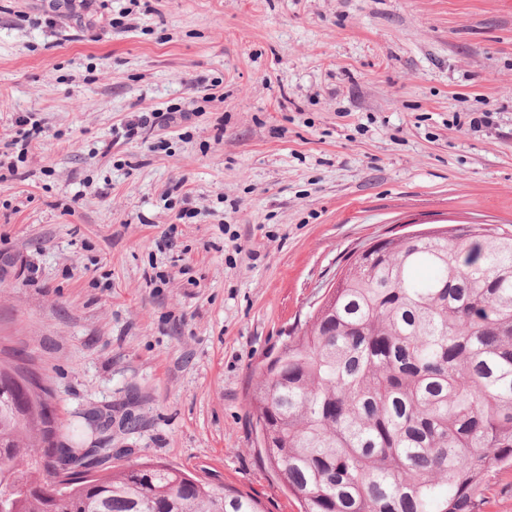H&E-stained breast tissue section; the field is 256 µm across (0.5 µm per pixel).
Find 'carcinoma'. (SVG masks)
<instances>
[{
  "label": "carcinoma",
  "instance_id": "obj_1",
  "mask_svg": "<svg viewBox=\"0 0 512 512\" xmlns=\"http://www.w3.org/2000/svg\"><path fill=\"white\" fill-rule=\"evenodd\" d=\"M36 376L0 367V512H262L171 465L96 471ZM250 404L302 512H478L512 464V234L462 225L349 262Z\"/></svg>",
  "mask_w": 512,
  "mask_h": 512
}]
</instances>
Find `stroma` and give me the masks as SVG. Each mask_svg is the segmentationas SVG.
I'll use <instances>...</instances> for the list:
<instances>
[{
    "label": "stroma",
    "instance_id": "stroma-1",
    "mask_svg": "<svg viewBox=\"0 0 512 512\" xmlns=\"http://www.w3.org/2000/svg\"><path fill=\"white\" fill-rule=\"evenodd\" d=\"M48 3L0 0V141L44 129L0 181V361L103 468L299 512L252 386L359 247L512 228V0Z\"/></svg>",
    "mask_w": 512,
    "mask_h": 512
}]
</instances>
